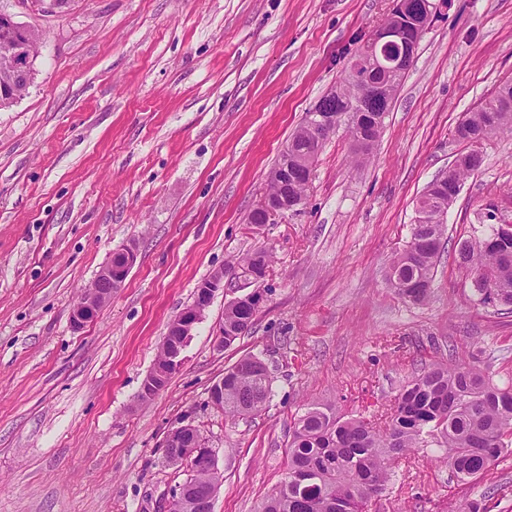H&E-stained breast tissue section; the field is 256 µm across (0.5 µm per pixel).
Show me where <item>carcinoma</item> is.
I'll return each mask as SVG.
<instances>
[{
	"label": "carcinoma",
	"mask_w": 512,
	"mask_h": 512,
	"mask_svg": "<svg viewBox=\"0 0 512 512\" xmlns=\"http://www.w3.org/2000/svg\"><path fill=\"white\" fill-rule=\"evenodd\" d=\"M41 37L28 29L24 38L0 25V80L7 76L8 60L19 43L27 49V63L34 65ZM356 63L350 62L336 89L320 99L324 112L349 116L350 135L361 134L354 161L364 162L385 127L391 101L409 65L378 73L379 92L353 109L360 90ZM504 129L512 130V80L500 84L490 98L463 113L455 128L458 140L468 144L458 155L456 168L441 184L430 183L416 201V208L433 213L450 208L464 181L482 167L477 148L482 140ZM323 140L315 137L309 122L288 140V154H279L270 173L267 196H277V178L288 166V195L307 196L315 160ZM446 232L441 220L414 223L406 247L389 263L387 281L404 301L424 304L431 295L435 268ZM459 265L479 276L475 292L483 304L512 306V235L489 232L460 242ZM271 254L255 250L242 254L237 268L260 278L266 276ZM258 310L233 301L224 307V347H230L251 329ZM272 393V377L263 362L246 356L224 368V405L218 410L234 420L265 409ZM387 427L380 429L360 418L344 419L325 404L311 403L295 421L288 444V472L281 484L262 502L258 512H365L370 498L381 494L392 465L403 455L425 447L437 436L444 462L462 481L477 480L498 458L512 454V382L499 385L489 371L465 362H433L402 386ZM189 488L185 503L175 512H212L213 500L204 488L219 483L217 471L186 461Z\"/></svg>",
	"instance_id": "obj_1"
}]
</instances>
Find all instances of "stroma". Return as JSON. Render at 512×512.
<instances>
[{
    "mask_svg": "<svg viewBox=\"0 0 512 512\" xmlns=\"http://www.w3.org/2000/svg\"><path fill=\"white\" fill-rule=\"evenodd\" d=\"M392 0H0L43 35L24 95L0 110V512H161L185 479L161 443L181 420L216 453L213 512H255L283 481L307 402L381 420L422 363L466 358L512 379V310L478 301L457 244L512 222V133L483 141L445 222L429 301L389 288L415 204L462 143L463 112L512 79V0H442L368 162L346 128L320 150L303 210L253 229L268 174ZM122 288L82 329L71 310L113 252ZM269 249L257 283L230 275L166 387L137 395L197 285ZM260 291L250 334L214 338L231 298ZM254 355L273 395L236 420L207 402ZM428 443L399 459L367 512H512V455L458 481Z\"/></svg>",
    "mask_w": 512,
    "mask_h": 512,
    "instance_id": "obj_1",
    "label": "stroma"
}]
</instances>
